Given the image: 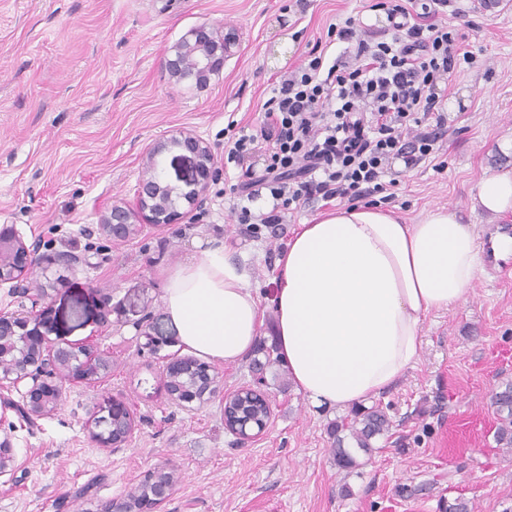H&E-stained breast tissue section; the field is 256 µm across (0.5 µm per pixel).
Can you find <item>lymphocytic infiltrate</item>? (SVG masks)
Listing matches in <instances>:
<instances>
[{
	"mask_svg": "<svg viewBox=\"0 0 512 512\" xmlns=\"http://www.w3.org/2000/svg\"><path fill=\"white\" fill-rule=\"evenodd\" d=\"M448 0H423L411 15L391 0L386 41L362 37L352 19L328 27L348 57L324 66L322 56L280 76L263 103L259 127H241L227 159L243 179L231 191L240 219L273 224L314 199L357 202L385 190L392 160L412 168L430 158L446 133L439 86L470 62L457 36L434 18ZM268 190L273 208L253 215L248 203Z\"/></svg>",
	"mask_w": 512,
	"mask_h": 512,
	"instance_id": "lymphocytic-infiltrate-1",
	"label": "lymphocytic infiltrate"
}]
</instances>
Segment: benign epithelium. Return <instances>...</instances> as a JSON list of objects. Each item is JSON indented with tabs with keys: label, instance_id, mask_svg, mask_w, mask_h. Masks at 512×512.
Segmentation results:
<instances>
[{
	"label": "benign epithelium",
	"instance_id": "benign-epithelium-1",
	"mask_svg": "<svg viewBox=\"0 0 512 512\" xmlns=\"http://www.w3.org/2000/svg\"><path fill=\"white\" fill-rule=\"evenodd\" d=\"M236 42L232 32L218 33L201 26L173 49L165 60L170 75L178 80L192 77L196 84L205 86L211 76L224 68L230 48ZM170 142L192 155L195 177L192 189L183 194L191 207L201 201L209 183L219 175L212 151L208 144L191 131L179 130ZM140 218L145 224L159 226L176 224L183 218L173 198V189L157 173L153 156H148L143 177L137 184L134 198L130 202L114 204L102 216L100 230L114 241H123L137 233L140 226L131 222ZM41 243H26L14 227L0 228V286L10 285V292L17 298L31 301V310L25 313L0 311V382L14 386L24 382L27 389L23 395L21 413L28 419L50 414L58 405L62 395L59 381L68 379L88 382L101 378L108 369V360L83 346H59L49 338L53 331L50 309L41 306L47 298L45 289H34L28 275L38 261L69 266L78 257L69 252L41 255ZM163 373L165 390L171 400L205 403L216 393L217 375L212 366L192 356L174 355L167 359ZM246 394L257 396L265 409H270V400L254 385L242 386L222 396V405L230 407L238 397ZM250 420L236 413L224 421V427L240 444H245L264 432L266 421L248 427ZM99 431L92 438L102 448H121L131 441L136 430L134 418L120 404L112 407L110 417L94 421ZM176 475L167 467L147 471L142 479L121 498L112 500L103 512H159L169 499Z\"/></svg>",
	"mask_w": 512,
	"mask_h": 512
}]
</instances>
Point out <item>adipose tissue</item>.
Masks as SVG:
<instances>
[{"label": "adipose tissue", "mask_w": 512, "mask_h": 512, "mask_svg": "<svg viewBox=\"0 0 512 512\" xmlns=\"http://www.w3.org/2000/svg\"><path fill=\"white\" fill-rule=\"evenodd\" d=\"M477 204L512 214V173L485 176ZM270 302L289 376L315 405L349 409L415 368L424 319L459 305L482 267L481 232L444 208L415 224L341 206L300 225L277 260ZM162 301L185 349L237 364L261 334L263 309L223 242L166 272Z\"/></svg>", "instance_id": "1"}]
</instances>
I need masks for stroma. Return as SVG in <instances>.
<instances>
[{
    "instance_id": "35a3bbf8",
    "label": "stroma",
    "mask_w": 512,
    "mask_h": 512,
    "mask_svg": "<svg viewBox=\"0 0 512 512\" xmlns=\"http://www.w3.org/2000/svg\"><path fill=\"white\" fill-rule=\"evenodd\" d=\"M375 0H0V225L48 254L78 264L35 270L48 290L53 342L105 352L110 367L93 383H64L49 415L27 423L7 410L0 440L16 455L0 477V512H101L148 470L174 469L163 512H446L464 497L473 512H512V452L494 441L491 394L512 380V272L481 271L467 299L425 318L413 370L375 403L392 420L372 454L352 469L331 454L334 424L351 412L317 407L284 363L255 375L253 360L274 348L275 313L249 360L219 366L231 391L259 383L271 402L266 431L237 445L220 398L182 408L164 388V359L182 353L161 299L163 272L221 238L245 263L251 285L270 296L276 260L299 224L326 211L302 206L280 224L241 223L228 190L242 172L224 158L230 121H260L275 77L308 61L315 44L338 56L330 24L353 18L384 40ZM477 0H451L441 20L474 61L455 70L438 108L448 132L412 169L391 164L393 195L374 204L409 222L444 207L486 228L474 208L485 174L512 172V0L483 14ZM203 24L239 37L207 86L176 80L164 65L173 46ZM185 129L210 146L218 179L176 224L145 227L115 242L97 231L113 204L129 200L154 154L165 181L184 192L193 161L157 143ZM123 403L138 429L125 447H99L93 421Z\"/></svg>"
}]
</instances>
